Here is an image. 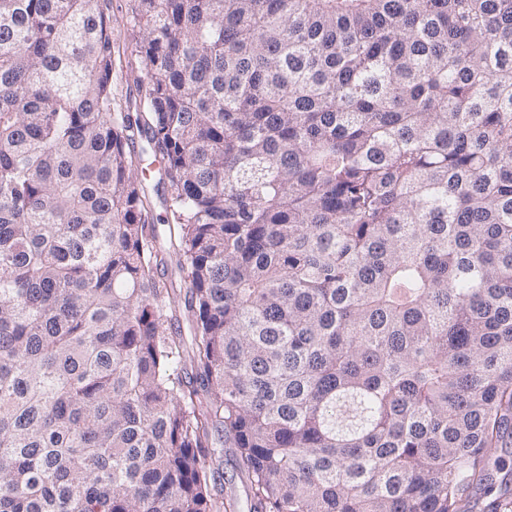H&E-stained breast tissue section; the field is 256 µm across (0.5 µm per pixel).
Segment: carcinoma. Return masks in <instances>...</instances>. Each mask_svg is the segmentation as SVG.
Segmentation results:
<instances>
[{
    "instance_id": "carcinoma-1",
    "label": "carcinoma",
    "mask_w": 512,
    "mask_h": 512,
    "mask_svg": "<svg viewBox=\"0 0 512 512\" xmlns=\"http://www.w3.org/2000/svg\"><path fill=\"white\" fill-rule=\"evenodd\" d=\"M108 10L0 0V512H231L218 447L252 512L494 491L512 0H130L134 120ZM147 181V191L151 199L150 210H148L147 221L149 224H160V218L165 217L166 209L169 203H167V190L165 185H160L159 192H157L156 184L158 182L159 176L155 175L153 177H148ZM214 454L209 459L210 465L220 476L221 486L224 489V496L236 500L238 509L235 512H249L251 498L250 486L244 478L237 465L235 448H214Z\"/></svg>"
}]
</instances>
